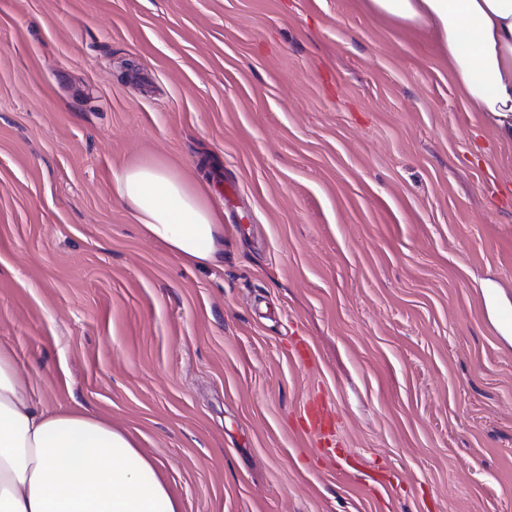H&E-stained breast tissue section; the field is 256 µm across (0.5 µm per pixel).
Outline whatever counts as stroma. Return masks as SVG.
<instances>
[{
  "instance_id": "obj_1",
  "label": "stroma",
  "mask_w": 512,
  "mask_h": 512,
  "mask_svg": "<svg viewBox=\"0 0 512 512\" xmlns=\"http://www.w3.org/2000/svg\"><path fill=\"white\" fill-rule=\"evenodd\" d=\"M144 160L239 185L221 266L142 233ZM0 344L184 512H512V143L364 0H0ZM301 419L306 436L322 447L325 454L336 455V448L329 446V437L336 433V415L325 396L309 399L303 405Z\"/></svg>"
}]
</instances>
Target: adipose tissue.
<instances>
[{"label":"adipose tissue","mask_w":512,"mask_h":512,"mask_svg":"<svg viewBox=\"0 0 512 512\" xmlns=\"http://www.w3.org/2000/svg\"><path fill=\"white\" fill-rule=\"evenodd\" d=\"M379 15L428 30L470 111L512 142V0H367ZM143 233L188 264L224 256L222 216L202 188L161 161L113 171ZM133 437L84 409L36 407L0 347V512H182Z\"/></svg>","instance_id":"adipose-tissue-1"}]
</instances>
